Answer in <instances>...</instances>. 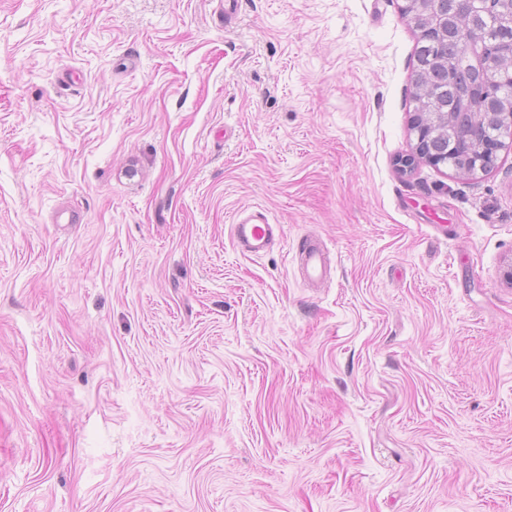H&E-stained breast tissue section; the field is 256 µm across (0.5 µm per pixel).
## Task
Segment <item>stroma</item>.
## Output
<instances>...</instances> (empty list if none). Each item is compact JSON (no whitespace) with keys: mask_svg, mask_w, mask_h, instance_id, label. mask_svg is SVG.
<instances>
[{"mask_svg":"<svg viewBox=\"0 0 512 512\" xmlns=\"http://www.w3.org/2000/svg\"><path fill=\"white\" fill-rule=\"evenodd\" d=\"M404 3L0 0V512H512V145L400 170ZM486 149L480 148L478 150H473L472 148H467L463 156L461 157L462 165L461 167L455 168L458 174L466 176V175H473L476 173L477 170L480 171H486L494 166L495 160L492 164V166L489 168V166L486 164ZM231 235L243 252L260 255L267 251L273 241V224H270L264 211L245 210L231 225ZM300 264L305 278L320 284L326 280L328 255L321 241H309L300 251Z\"/></svg>","mask_w":512,"mask_h":512,"instance_id":"35a3bbf8","label":"stroma"}]
</instances>
